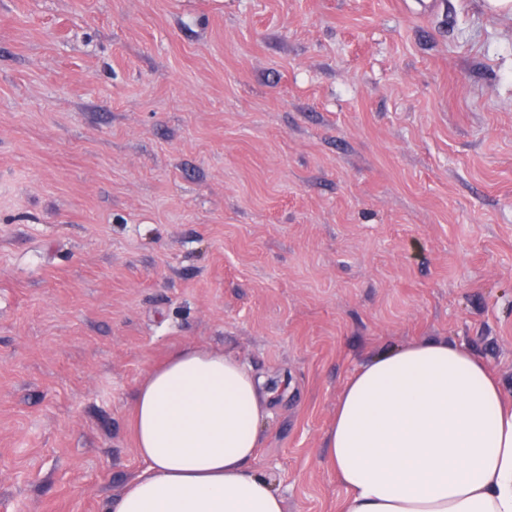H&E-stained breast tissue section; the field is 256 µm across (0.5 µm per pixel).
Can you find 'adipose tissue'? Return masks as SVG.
Instances as JSON below:
<instances>
[{
    "mask_svg": "<svg viewBox=\"0 0 512 512\" xmlns=\"http://www.w3.org/2000/svg\"><path fill=\"white\" fill-rule=\"evenodd\" d=\"M237 358L187 345L139 386L141 472L105 512H283L253 469L272 396ZM342 512H512V400L486 363L422 341L365 364L326 433Z\"/></svg>",
    "mask_w": 512,
    "mask_h": 512,
    "instance_id": "ef3b65f1",
    "label": "adipose tissue"
}]
</instances>
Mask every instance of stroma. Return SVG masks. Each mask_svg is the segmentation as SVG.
<instances>
[{
	"label": "stroma",
	"instance_id": "1",
	"mask_svg": "<svg viewBox=\"0 0 512 512\" xmlns=\"http://www.w3.org/2000/svg\"><path fill=\"white\" fill-rule=\"evenodd\" d=\"M420 340L512 396V12L0 0V512H104L189 344L282 381L254 465L341 512L340 395Z\"/></svg>",
	"mask_w": 512,
	"mask_h": 512
}]
</instances>
